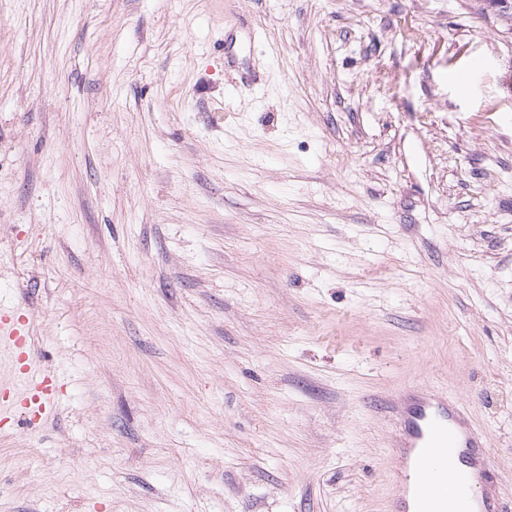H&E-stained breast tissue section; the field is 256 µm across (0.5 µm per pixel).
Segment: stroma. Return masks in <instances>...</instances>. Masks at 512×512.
<instances>
[{"mask_svg": "<svg viewBox=\"0 0 512 512\" xmlns=\"http://www.w3.org/2000/svg\"><path fill=\"white\" fill-rule=\"evenodd\" d=\"M0 308V512H389L412 384L512 512V14L0 0ZM31 316L0 317V356L6 354L18 365L12 389L24 395L30 422H43L51 413L58 393L54 374L37 367L31 353Z\"/></svg>", "mask_w": 512, "mask_h": 512, "instance_id": "stroma-1", "label": "stroma"}]
</instances>
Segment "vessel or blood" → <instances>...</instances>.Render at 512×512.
Returning <instances> with one entry per match:
<instances>
[{"mask_svg": "<svg viewBox=\"0 0 512 512\" xmlns=\"http://www.w3.org/2000/svg\"><path fill=\"white\" fill-rule=\"evenodd\" d=\"M32 329L29 316H1L0 356L8 355L17 365L12 388L23 394L30 421L41 422L55 405L58 386L54 374L36 365L31 353ZM385 405L401 421L396 446L405 463L392 512H448L429 470L430 460L447 447L460 449L473 469L472 478L456 483L458 494L466 498L465 512H496V492L484 484L490 471L484 452L486 436L462 417L459 408L427 391L414 392L404 402L391 397Z\"/></svg>", "mask_w": 512, "mask_h": 512, "instance_id": "vessel-or-blood-1", "label": "vessel or blood"}]
</instances>
